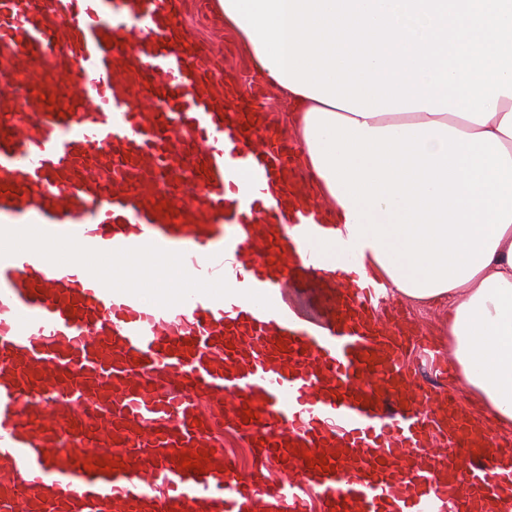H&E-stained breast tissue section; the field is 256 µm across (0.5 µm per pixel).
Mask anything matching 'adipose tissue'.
Masks as SVG:
<instances>
[{"mask_svg":"<svg viewBox=\"0 0 512 512\" xmlns=\"http://www.w3.org/2000/svg\"><path fill=\"white\" fill-rule=\"evenodd\" d=\"M288 102L361 276L444 303L457 384L512 425V0H217Z\"/></svg>","mask_w":512,"mask_h":512,"instance_id":"obj_1","label":"adipose tissue"}]
</instances>
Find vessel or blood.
<instances>
[{"label":"vessel or blood","instance_id":"1","mask_svg":"<svg viewBox=\"0 0 512 512\" xmlns=\"http://www.w3.org/2000/svg\"><path fill=\"white\" fill-rule=\"evenodd\" d=\"M293 151L180 0H0V512H512V446L415 381ZM172 253L168 297L97 271ZM233 445V446H231ZM231 450L235 451V453L238 455V458L236 455H234ZM224 452L236 459L238 462L242 472L247 475H252L255 472L256 477L265 476L270 478H275L276 475H278V467L277 465H272L269 468V471H264L263 475L256 473V466H255V458H254V452L253 448H248L247 443L245 441H242L239 438H231L230 435H225L224 432Z\"/></svg>","mask_w":512,"mask_h":512}]
</instances>
